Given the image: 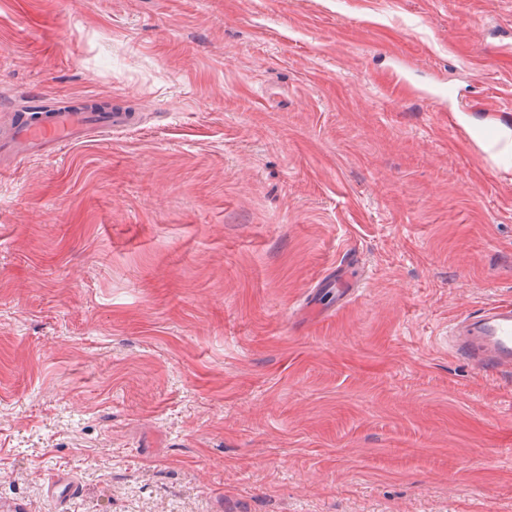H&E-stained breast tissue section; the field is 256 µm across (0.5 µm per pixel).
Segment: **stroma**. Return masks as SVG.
I'll return each mask as SVG.
<instances>
[{
	"mask_svg": "<svg viewBox=\"0 0 512 512\" xmlns=\"http://www.w3.org/2000/svg\"><path fill=\"white\" fill-rule=\"evenodd\" d=\"M89 99L0 170V512H512V0H0V113ZM40 107L29 104L32 112L14 114L6 125L0 122V126L7 129V134L0 136L2 159L18 152H37L46 144L56 148L74 144L81 141L84 132L112 133L115 129L129 128L136 121L135 115L127 112L62 109L47 114L38 112ZM457 350L485 376H512V302H498L459 320L451 332Z\"/></svg>",
	"mask_w": 512,
	"mask_h": 512,
	"instance_id": "35a3bbf8",
	"label": "stroma"
}]
</instances>
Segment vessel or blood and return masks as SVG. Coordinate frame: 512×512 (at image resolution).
<instances>
[{
	"instance_id": "b4317fda",
	"label": "vessel or blood",
	"mask_w": 512,
	"mask_h": 512,
	"mask_svg": "<svg viewBox=\"0 0 512 512\" xmlns=\"http://www.w3.org/2000/svg\"><path fill=\"white\" fill-rule=\"evenodd\" d=\"M135 121L133 114L110 110L19 114L7 124L6 134L0 136V157L33 153L47 144L57 148L74 144L85 133H109L131 127ZM451 335L460 354L479 372L492 377L512 376V302H499L462 318Z\"/></svg>"
}]
</instances>
